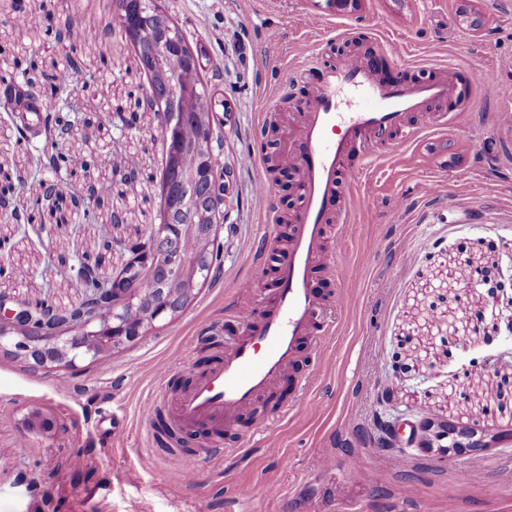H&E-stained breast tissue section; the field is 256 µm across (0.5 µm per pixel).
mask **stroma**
I'll use <instances>...</instances> for the list:
<instances>
[{"mask_svg": "<svg viewBox=\"0 0 512 512\" xmlns=\"http://www.w3.org/2000/svg\"><path fill=\"white\" fill-rule=\"evenodd\" d=\"M112 0H26L32 13L56 12L98 40L78 44L82 72L69 70L53 34L12 26L14 0H0V76L33 67L41 94L60 80L76 90L90 124L75 137L80 159L99 176L134 156L137 194L112 188V200L91 223H56L40 198L52 174L33 157L43 126L0 121V171L22 183L28 224L0 221V293L18 302L45 301L65 309L78 300L70 267L76 254L107 277L127 254L121 244L146 237L159 222L164 169L161 115L145 100L148 79L120 27L111 26ZM201 56L211 88L216 132L224 140L218 164L226 172L221 269L174 319L98 361L64 371L0 356V512H512V301L470 289L476 271L512 281V94L487 97L482 72L512 87V0H161ZM311 12L316 24L298 19ZM379 60L398 51L390 75L439 79L456 70L471 85L475 115L451 118L447 101L412 113L418 140L375 154L358 180L341 189L349 207L338 223L346 250L317 285L337 312V329L323 360L304 349L294 377L260 400L264 410L240 428L255 435L263 416L289 411L255 448L222 457V438L190 436L200 454L193 479L157 461L148 448L153 428L140 416L156 399L171 416L174 392L155 397L159 366L170 382L187 376L237 332L228 319L244 299L240 281H257L251 298L274 295L260 246H275L273 217L299 206L302 181L279 182L271 201L254 187L266 177L265 156L293 145L297 112L313 93L320 68L337 50ZM98 74L85 85L86 73ZM134 112L132 129L109 132L99 112ZM257 153L259 162L238 158ZM413 259H406L407 249ZM311 384H303L305 375ZM39 409L53 418L49 433L28 430ZM125 425L111 435L109 417ZM447 420L496 435V442L449 458L418 445L382 448L377 421ZM481 474L465 495L458 476ZM356 480H349V470ZM254 497L241 506L238 485ZM276 486L278 496L267 494Z\"/></svg>", "mask_w": 512, "mask_h": 512, "instance_id": "1", "label": "stroma"}]
</instances>
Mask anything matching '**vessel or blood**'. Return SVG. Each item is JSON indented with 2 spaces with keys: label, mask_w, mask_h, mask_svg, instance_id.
Wrapping results in <instances>:
<instances>
[{
  "label": "vessel or blood",
  "mask_w": 512,
  "mask_h": 512,
  "mask_svg": "<svg viewBox=\"0 0 512 512\" xmlns=\"http://www.w3.org/2000/svg\"><path fill=\"white\" fill-rule=\"evenodd\" d=\"M453 87L450 79L386 83L374 62L362 58L320 72L300 114L298 149L280 155L283 163L300 168L304 193L288 244L277 256L274 302L265 310L248 305L232 310L241 331L226 344L222 358L179 395L176 419L182 427H236L281 378L293 374L303 344L318 349L335 335L336 323L326 316V300L313 279L345 251V240L328 243L327 233L340 184L358 174L346 161L369 160L378 143L416 140L419 130L408 125L409 113L429 100L449 97ZM346 96L357 102L356 111H341Z\"/></svg>",
  "instance_id": "vessel-or-blood-1"
}]
</instances>
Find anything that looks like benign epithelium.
Here are the masks:
<instances>
[{"label": "benign epithelium", "instance_id": "7a95c632", "mask_svg": "<svg viewBox=\"0 0 512 512\" xmlns=\"http://www.w3.org/2000/svg\"><path fill=\"white\" fill-rule=\"evenodd\" d=\"M143 0H118V10L125 19V37L135 45L140 67L150 76L147 99L163 114L162 139L166 176L160 186V222L154 231L135 246L124 245L128 254L125 265L74 305L76 318L62 324L50 319L42 307L15 303L0 295V352L38 367L73 369L76 358L61 332L69 330L72 338L92 339L108 351H119L135 342L156 324L176 316L182 306L173 304L175 298L189 301L202 285L201 268L216 263L217 216L224 209L222 169L215 157V130L211 117L205 112V96L196 86L181 91L187 107L174 110L166 105L169 94V73L163 60L178 62L184 68H198L197 57L189 46L176 36L169 16L158 0H149L150 16L157 22L158 33L145 35L141 24L130 20L141 10ZM192 123L198 136L187 147L181 139L182 126ZM195 155V165L183 166L186 151ZM193 208L198 223L190 225L172 222L174 212ZM190 234L197 240L194 255H188L183 237ZM32 431L49 432L54 421L39 409L27 417ZM381 443L392 450L402 447L401 425L381 421ZM455 439L440 447L446 455L465 448H477L490 440L465 428H455L435 420H426L412 431L407 442L419 441L424 448L449 435Z\"/></svg>", "mask_w": 512, "mask_h": 512}]
</instances>
